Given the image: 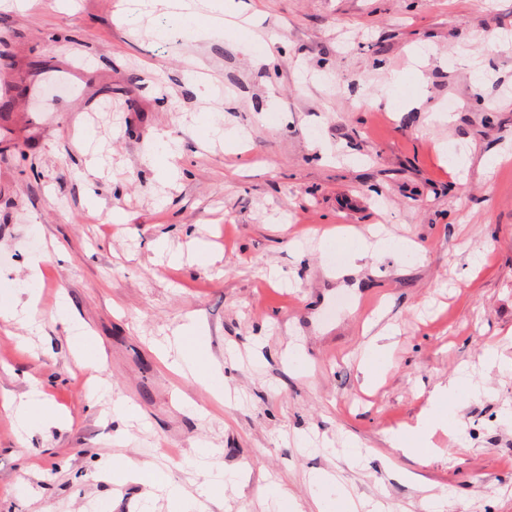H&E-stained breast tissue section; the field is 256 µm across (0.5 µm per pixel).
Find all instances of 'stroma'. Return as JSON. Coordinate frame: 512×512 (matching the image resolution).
<instances>
[{
  "instance_id": "obj_1",
  "label": "stroma",
  "mask_w": 512,
  "mask_h": 512,
  "mask_svg": "<svg viewBox=\"0 0 512 512\" xmlns=\"http://www.w3.org/2000/svg\"><path fill=\"white\" fill-rule=\"evenodd\" d=\"M125 2L0 7V282L38 293L42 321L0 323V512H172L161 491L116 486L115 457L181 485L193 512H275L256 496L271 482L306 512L341 491L377 512H512V371L485 361L491 346L512 361V0H242L245 33ZM414 55L431 62L419 77ZM378 92L393 111L370 106ZM494 153L509 160L489 178ZM373 225L403 246L336 281L351 242L319 237ZM161 238L182 264L161 263ZM197 240L213 265L194 262ZM62 298L135 418L89 405ZM191 318L229 403L156 352ZM383 329L372 386L361 361ZM462 367L481 385L448 404L463 428L435 429L423 465L394 450L388 434ZM31 378L63 428L17 433L3 403ZM205 444L245 474L211 502ZM314 470L334 485L311 488Z\"/></svg>"
}]
</instances>
